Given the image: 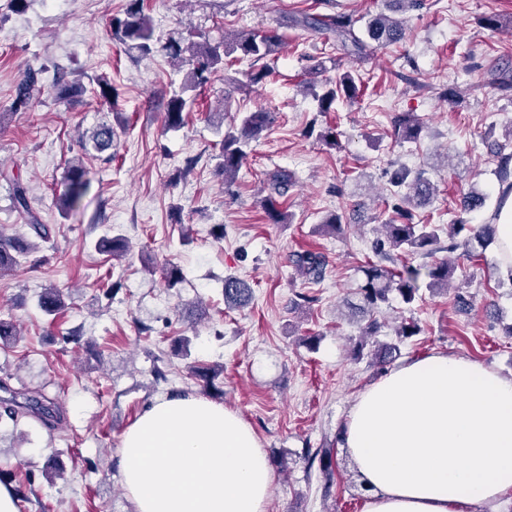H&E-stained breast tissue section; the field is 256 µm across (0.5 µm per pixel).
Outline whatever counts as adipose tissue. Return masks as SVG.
<instances>
[{
  "label": "adipose tissue",
  "mask_w": 512,
  "mask_h": 512,
  "mask_svg": "<svg viewBox=\"0 0 512 512\" xmlns=\"http://www.w3.org/2000/svg\"><path fill=\"white\" fill-rule=\"evenodd\" d=\"M341 439L363 512H488L512 499V376L442 351L403 359L357 394ZM120 467L135 512H267L273 485L251 425L191 394L142 411Z\"/></svg>",
  "instance_id": "obj_1"
}]
</instances>
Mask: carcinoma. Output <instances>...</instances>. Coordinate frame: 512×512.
Masks as SVG:
<instances>
[{"label":"carcinoma","mask_w":512,"mask_h":512,"mask_svg":"<svg viewBox=\"0 0 512 512\" xmlns=\"http://www.w3.org/2000/svg\"><path fill=\"white\" fill-rule=\"evenodd\" d=\"M359 19L350 14L308 15L294 14L291 23L300 27L312 37H324L334 40L336 50L347 56L362 57L373 47H386L404 40L406 28L402 21L377 13L370 16L363 27H358ZM112 28L119 40L130 50L142 56L155 52L154 27L151 18L145 13L144 0H125L123 16L112 18ZM196 32L170 39L163 50L174 66L186 68L178 88L173 90L166 104L165 123L169 128H179L185 124L187 114L193 111L199 97L203 94L211 78L235 61L246 59L253 69L246 73V82L238 89L255 86L273 76L274 69L265 64L260 68L254 65L260 61L275 58L283 44V35L276 29H252L240 33H224L216 39L194 40ZM39 71H30L17 85L14 109L25 110L33 99V92L40 85ZM370 78L353 70L336 72L333 78L320 83L321 91L314 93L317 111L321 113L336 111L339 101H356L365 96ZM54 88L60 99H71L85 92L76 82L65 80V74L56 76ZM274 122L272 113L257 109L238 112L230 124L225 127L219 143L218 169L224 181L234 180L244 159L251 151V144L258 140ZM394 136L401 142H416L423 132V123L413 112H399L393 118ZM90 141L97 155L112 161L117 146L118 133L110 124H101L93 129ZM496 159L495 174L498 185L512 191V151L507 144H496L491 148ZM0 177L10 184L9 195L13 208L26 215L30 231L34 237L47 241L51 237L49 225L33 212L30 205L29 189L18 178H10L6 172ZM267 184L270 194L263 199L267 219L272 224L287 223V215L279 205L278 197L284 195L294 184V174L285 169H276L269 173ZM389 200L392 216L384 222L383 235L374 242L377 256L386 258L395 251L402 256L419 255L431 258L437 251L440 240V226L421 224L414 213V207L428 202L436 192V187L422 169L412 170L400 167L390 178ZM90 189L88 172L82 162L72 164L65 175L63 191L57 196L59 211L69 215L81 208L83 199ZM486 205V195L470 191L463 197V207L467 212L481 210ZM467 232L463 246L472 241L483 243L494 239L495 223L470 225L458 220L448 225V236L452 241L448 251L456 250L460 244L453 237ZM98 249L114 259H120L130 250L129 242L121 235L103 237L97 242ZM38 249L32 241H19L14 237L0 234V275L17 267L21 261ZM291 263L301 275L312 280L322 278L326 266L325 256L318 252H299L291 257ZM363 283L359 287L362 305L361 312L367 313L389 302L390 295L397 293L406 305L413 304L419 298L421 282H426L429 290L445 289L452 278L454 266L446 260L432 261L429 264L414 266L405 262L401 268L390 269L378 262L370 261L362 267ZM250 296L247 284L233 276L224 278V305L236 308L244 305ZM37 305L47 316H55L66 307V294L59 289L49 287L38 296ZM19 333L14 322L0 317V348L17 341ZM399 350L396 344H382L374 353L376 364L383 366L396 357ZM191 376L206 384H211L220 368L205 364L189 366ZM0 389L6 396L0 398V418H7L17 425L24 419H35L42 425L54 428L64 422L62 407L47 398L41 391H28L19 396L10 392L8 378L0 379Z\"/></svg>","instance_id":"obj_1"}]
</instances>
